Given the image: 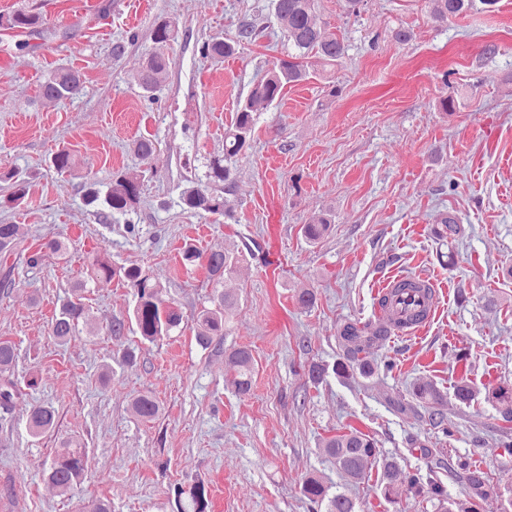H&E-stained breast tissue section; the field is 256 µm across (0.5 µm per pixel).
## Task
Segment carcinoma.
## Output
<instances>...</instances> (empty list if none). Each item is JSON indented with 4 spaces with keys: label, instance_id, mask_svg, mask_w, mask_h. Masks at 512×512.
<instances>
[{
    "label": "carcinoma",
    "instance_id": "obj_1",
    "mask_svg": "<svg viewBox=\"0 0 512 512\" xmlns=\"http://www.w3.org/2000/svg\"><path fill=\"white\" fill-rule=\"evenodd\" d=\"M499 0H427L430 17L439 23L451 18L465 16L474 11L491 13L497 10ZM318 0H270V9L288 45L287 58L271 63L265 74L253 84L248 94L237 102L234 121L224 132V156L213 158L206 164L204 179L192 182L180 194V204L195 213L227 215L224 197L210 191L209 184L228 182L231 168L229 162L245 152L250 146L251 136L261 112L277 103L283 96L287 85L302 82L313 75L323 76L327 68L335 67L344 58L347 47L344 39L337 33L318 25L315 16ZM42 24L39 14L29 10H15L0 14V28L14 31H35ZM259 29L252 22L239 25L233 38H213L200 47L204 58L222 59L229 57L245 46L255 42ZM179 37L176 24L167 19L158 21L152 30V40L156 45L140 68V86L148 94H153L163 82L171 65L166 49ZM82 90L81 75L78 71L58 66L44 76L40 85V97L61 101L72 99ZM464 103L453 95L442 96L436 101V109L443 115H453ZM52 165L59 174L75 171L76 162L70 152L57 151ZM12 181V191L4 203L17 207L28 198L27 183L14 178L7 172L3 175ZM141 183L137 176L117 173L102 190L91 183L86 188L87 204L100 208L110 215H125L135 209L140 201ZM331 216L319 213L301 228L302 235L310 243L323 239L331 229ZM436 238L448 243L461 236L464 229L453 216L444 217L433 229ZM17 224H0V291L7 292L14 284L17 266L15 259L21 258L26 248ZM61 254L66 250L65 241L52 239L42 245V249L28 254L26 263L32 267L42 259V250ZM240 262L234 251L202 252L191 243L182 249V264L190 270L205 265L210 279L218 285L208 297L194 318L195 340L204 350L219 347L224 340V329L233 315L237 298L219 287L224 276L232 274ZM123 280L131 288V301L126 315L113 318L108 331L113 336H121L129 330L141 337L145 343L155 344L168 337L175 330L183 329L184 314L179 305L164 296L160 283L137 265L118 266L112 262L110 254H99L91 265L88 277L77 281L71 293L62 300L59 311L51 324V334L57 344H65L72 336L85 328L94 336L98 328L92 323L89 309L83 302L88 284L109 282L113 278ZM404 324L390 316L377 322L348 321L337 328V339L342 349V357L333 364L314 363L310 366V378L318 382L328 372H333L344 381L356 377L369 379L376 372L373 362L363 356L373 344L390 337L392 328ZM231 362L236 367L232 379L235 391L246 395L252 388L254 377V358L247 348L234 350ZM16 363L15 344L9 340H0V410L7 413L14 404L26 395V391L38 387V373L30 372L23 382L14 378ZM412 395L427 411L433 428L448 434L445 427V415L441 410L447 395L435 383L422 382L413 385ZM477 391L465 381L453 388L456 400L470 404L475 400ZM485 401L490 403L507 420L512 419V387L500 386L488 391ZM133 414L143 421H150L159 414L160 405L155 396L143 393L132 398L130 403ZM56 410L48 404H36L31 407L27 419V432L39 438L55 428ZM323 451L332 457L337 468L350 481L359 482L366 478L371 461L377 459L378 450L375 440L356 430L340 431L325 437L320 442ZM383 480L381 493L385 500L394 501L400 487L416 497L434 504L436 512H476L472 507L448 497L444 487L429 478L421 481L415 475L405 473L394 460H383ZM87 451L80 440L71 438L60 442L50 459L43 463V473L61 495H72L87 475ZM303 496L312 502H327L326 512H355L353 502L343 494L328 496L326 487L315 478L305 479L302 485ZM208 490L198 481L188 487L176 486L172 501V512H210Z\"/></svg>",
    "mask_w": 512,
    "mask_h": 512
}]
</instances>
